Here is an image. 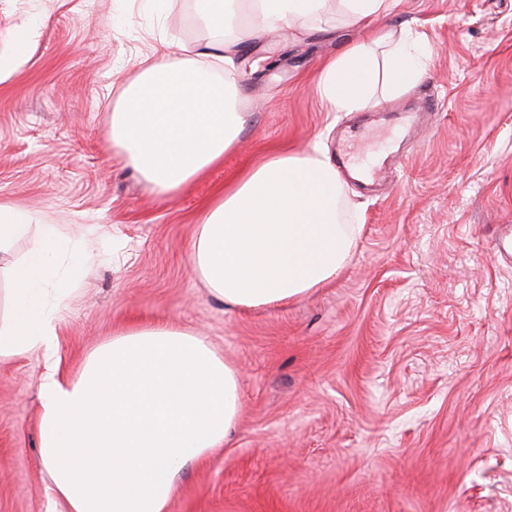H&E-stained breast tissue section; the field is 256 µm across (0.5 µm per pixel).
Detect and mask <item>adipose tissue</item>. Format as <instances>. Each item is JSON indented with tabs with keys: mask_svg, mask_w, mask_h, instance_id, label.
<instances>
[{
	"mask_svg": "<svg viewBox=\"0 0 512 512\" xmlns=\"http://www.w3.org/2000/svg\"><path fill=\"white\" fill-rule=\"evenodd\" d=\"M328 0H195L206 25L228 30L240 12L268 31L315 20ZM182 63H154L123 84L109 139L153 193L180 191L235 149L245 125L234 82L219 81L165 42ZM424 35L375 34L326 60L317 92L329 111L356 112L376 95L410 88L426 65ZM342 184L320 148L280 152L225 186L198 223L193 271L239 310L284 308L344 267L356 225L339 221ZM33 238L11 264L0 358L39 348L54 356L58 313L88 256L75 257L57 225L0 204V253ZM39 463L67 512H167L179 475L222 447L238 418L239 372L201 334L160 324L114 334L73 380L48 365L38 379Z\"/></svg>",
	"mask_w": 512,
	"mask_h": 512,
	"instance_id": "ef3b65f1",
	"label": "adipose tissue"
}]
</instances>
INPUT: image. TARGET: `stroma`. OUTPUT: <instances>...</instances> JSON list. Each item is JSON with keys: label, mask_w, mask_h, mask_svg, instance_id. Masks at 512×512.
Returning <instances> with one entry per match:
<instances>
[{"label": "stroma", "mask_w": 512, "mask_h": 512, "mask_svg": "<svg viewBox=\"0 0 512 512\" xmlns=\"http://www.w3.org/2000/svg\"><path fill=\"white\" fill-rule=\"evenodd\" d=\"M426 34L411 88L330 112L322 63L376 31ZM28 49L15 55L20 36ZM192 0L167 18L142 0H0V204L58 225L97 259L57 320L59 371L76 378L113 332L166 323L203 333L238 369L229 442L186 468L168 512H512V0H401L358 25L336 14L255 31L237 66ZM162 41L241 89V142L179 193L155 195L108 138L121 78ZM348 144L382 163L343 175L346 266L287 308L243 312L191 267L217 189L259 160ZM35 349L0 359V512H63L38 460Z\"/></svg>", "instance_id": "35a3bbf8"}]
</instances>
